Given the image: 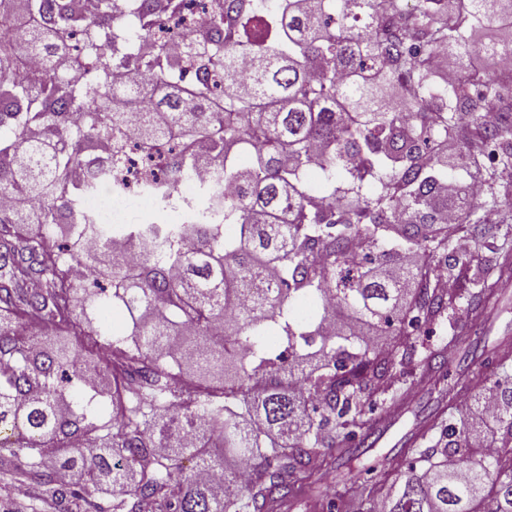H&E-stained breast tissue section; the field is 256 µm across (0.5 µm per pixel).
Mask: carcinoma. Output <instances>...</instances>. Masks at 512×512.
<instances>
[{
	"label": "carcinoma",
	"instance_id": "carcinoma-1",
	"mask_svg": "<svg viewBox=\"0 0 512 512\" xmlns=\"http://www.w3.org/2000/svg\"><path fill=\"white\" fill-rule=\"evenodd\" d=\"M265 2L210 0L170 52L158 0H0V477L55 512H276L322 472L336 512H512V337L471 340L512 278V74L442 86L429 66L512 0H418L405 22L404 0H273V40ZM128 129L165 208L223 159L201 215L97 222L77 174L121 172ZM472 140L494 161L467 150V180L448 176L443 148ZM479 224L499 244L474 272L454 239ZM445 320L448 343L419 340ZM450 364L440 405L356 482L365 440ZM229 457L232 496L199 474Z\"/></svg>",
	"mask_w": 512,
	"mask_h": 512
}]
</instances>
